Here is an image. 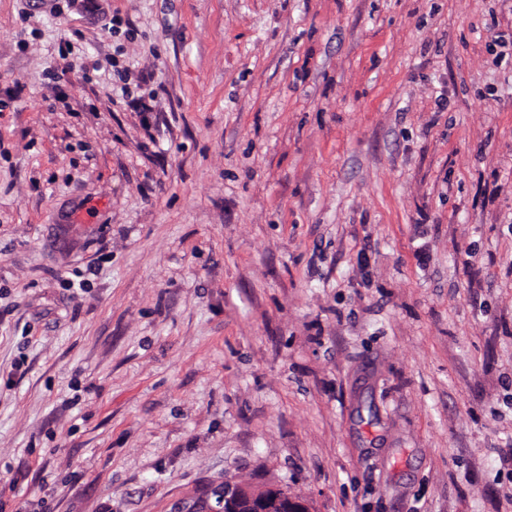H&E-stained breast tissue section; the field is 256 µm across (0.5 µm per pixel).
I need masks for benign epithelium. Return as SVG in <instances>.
<instances>
[{
    "label": "benign epithelium",
    "mask_w": 512,
    "mask_h": 512,
    "mask_svg": "<svg viewBox=\"0 0 512 512\" xmlns=\"http://www.w3.org/2000/svg\"><path fill=\"white\" fill-rule=\"evenodd\" d=\"M214 495L216 505H206L209 512H310L303 498L278 486L252 489L226 483Z\"/></svg>",
    "instance_id": "7a95c632"
}]
</instances>
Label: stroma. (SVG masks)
Returning <instances> with one entry per match:
<instances>
[{
    "label": "stroma",
    "mask_w": 512,
    "mask_h": 512,
    "mask_svg": "<svg viewBox=\"0 0 512 512\" xmlns=\"http://www.w3.org/2000/svg\"><path fill=\"white\" fill-rule=\"evenodd\" d=\"M225 481L512 512V0H0V512Z\"/></svg>",
    "instance_id": "1"
}]
</instances>
